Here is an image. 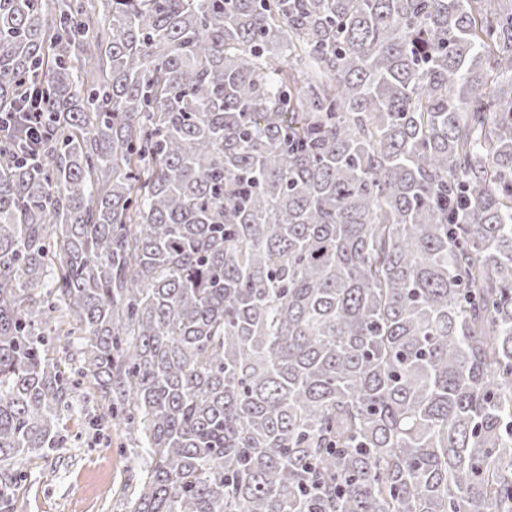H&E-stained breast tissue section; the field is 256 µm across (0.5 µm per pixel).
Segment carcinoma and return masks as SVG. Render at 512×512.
Returning a JSON list of instances; mask_svg holds the SVG:
<instances>
[{
	"instance_id": "carcinoma-1",
	"label": "carcinoma",
	"mask_w": 512,
	"mask_h": 512,
	"mask_svg": "<svg viewBox=\"0 0 512 512\" xmlns=\"http://www.w3.org/2000/svg\"><path fill=\"white\" fill-rule=\"evenodd\" d=\"M0 512L84 378L124 512H512V0H0ZM36 111L0 113V139H9L20 121L24 126L23 145L27 146L29 154L34 153L33 146L40 143L43 136L42 112Z\"/></svg>"
}]
</instances>
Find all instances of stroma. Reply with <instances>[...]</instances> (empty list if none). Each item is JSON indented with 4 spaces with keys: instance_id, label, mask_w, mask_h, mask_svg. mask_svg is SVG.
Returning a JSON list of instances; mask_svg holds the SVG:
<instances>
[{
    "instance_id": "35a3bbf8",
    "label": "stroma",
    "mask_w": 512,
    "mask_h": 512,
    "mask_svg": "<svg viewBox=\"0 0 512 512\" xmlns=\"http://www.w3.org/2000/svg\"><path fill=\"white\" fill-rule=\"evenodd\" d=\"M101 406L85 398L65 413V448L26 462L22 512H120L132 491L137 460L119 446L105 447L96 417Z\"/></svg>"
}]
</instances>
